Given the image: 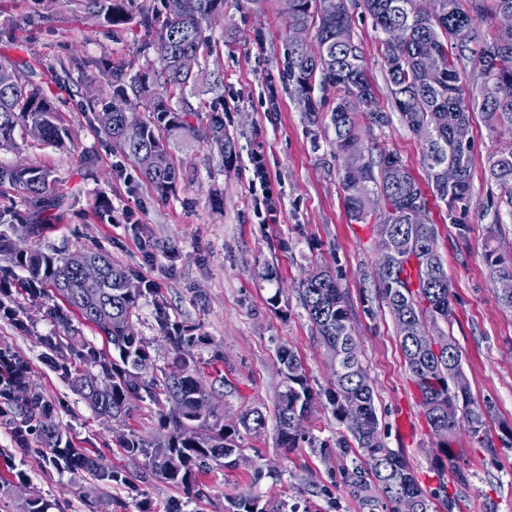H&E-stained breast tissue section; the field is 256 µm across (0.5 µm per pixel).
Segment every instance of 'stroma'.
<instances>
[{
    "label": "stroma",
    "mask_w": 512,
    "mask_h": 512,
    "mask_svg": "<svg viewBox=\"0 0 512 512\" xmlns=\"http://www.w3.org/2000/svg\"><path fill=\"white\" fill-rule=\"evenodd\" d=\"M354 37L366 53L369 75L389 124L364 134L368 146L397 152L419 182H426L422 144L399 120L390 97L378 35L362 0H348ZM126 23L111 26L84 10L79 0H0V55L19 62L61 107L73 142L70 150L16 136L0 149V163H29L50 170L67 198L40 218L38 232H17L19 241L42 249H103L113 263L151 284L133 318L150 342L157 367H169L173 351L157 325V304L170 324L190 330L189 350L212 405L231 421L258 408L268 424L261 436L241 434L239 442L261 466L227 470L211 466L194 489L157 477L143 458L118 446L120 435L137 433L158 442L167 403L136 402L131 416L112 422L96 416L75 394L65 368H80L46 357L42 340L76 330L84 343L102 349L98 330L71 316L55 314L57 294L23 299L26 326L0 316V349L22 356L38 392L52 409L73 447L101 453L117 481L56 468L44 458L38 437L17 447L10 425L0 417V512H22L35 493L50 512H225L229 497L250 491L281 499L299 512H364L345 478L347 459L336 446L345 427L320 400L310 417V439L288 451L276 436L277 395L282 389L277 352L292 349L315 389L326 388L329 358L298 297L305 273L329 267L353 301L359 348L374 389L380 432L388 448L401 453L434 503L445 495L461 499V512H512V310L499 306L497 284L484 263V248L512 259V216L485 175L488 155L512 143L492 130L480 104L481 77L471 51L458 64L466 100L471 102L474 143L472 201L462 217L469 226L459 237L443 204L430 202L428 219L438 229V251L448 273L455 319L447 331L462 352V367L479 404H490L495 452L479 448L466 432L452 439L455 460L437 452V437L426 421L419 394L404 362L393 318L378 291L376 224L349 221L343 204V162L328 142L313 144L296 97L283 84L287 32L281 0L256 11L250 0H224V16L210 29L217 50L207 69L224 70V124L239 143V157L224 165L205 144H172L175 163L186 168L165 198L157 196L139 171L112 151L93 113L84 111L87 93L112 99L114 76L130 77L155 59L153 35L144 16H161L163 0H129ZM93 59L97 65L79 70ZM261 156L280 200V220L260 223L249 193L253 158ZM276 281L263 279L265 269ZM279 305H272V296ZM256 465V466H257Z\"/></svg>",
    "instance_id": "stroma-1"
}]
</instances>
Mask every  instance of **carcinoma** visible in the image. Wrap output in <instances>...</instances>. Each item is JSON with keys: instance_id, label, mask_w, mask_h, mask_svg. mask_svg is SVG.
Wrapping results in <instances>:
<instances>
[{"instance_id": "carcinoma-1", "label": "carcinoma", "mask_w": 512, "mask_h": 512, "mask_svg": "<svg viewBox=\"0 0 512 512\" xmlns=\"http://www.w3.org/2000/svg\"><path fill=\"white\" fill-rule=\"evenodd\" d=\"M93 16L118 24L124 21L122 0H83ZM439 13L423 14L418 0H364L379 34V48L386 68L390 95L402 122L423 143V161L428 189L420 183L394 152L379 156L363 144V130L389 121L372 88L365 53L354 39L348 0H284L290 22L305 30L315 29L319 54L308 44L289 42L286 77L298 99L306 101L304 115L310 127L332 131L331 145L343 158L342 191L350 221L369 223L363 202L374 196L381 203L378 218L379 250L394 249L392 276L378 279L381 296L390 313L410 319L413 329L429 323L440 340L421 348L410 337L400 339V348L412 380L420 394L425 417L437 446L446 458L453 457L451 439L466 431L476 444L494 452L488 434L493 416L489 405H480L470 389L456 384L463 371L462 353L455 339L441 329L455 317L451 304L448 273L437 248L434 224L418 223V204L428 205V196L441 202L459 235L469 230L456 214L470 204L472 144L460 145L456 130L469 125V104L462 93L458 57L452 48L477 43L475 65L483 80L481 109L489 127L512 133V40L500 42L492 30L479 32V23L512 11V0H440ZM162 19L144 17L155 28L157 58L129 81L113 85L112 104L98 108L95 98L86 97L88 112H97L105 140L127 160L136 164L154 192L165 197L186 171L173 162L163 168L152 158L169 155L170 143L184 136L217 151L232 165L239 154L234 136L224 127V76L217 71L205 89L198 87L195 66L212 52L205 35L224 11V0H166ZM400 23L407 30L404 43L386 41L385 28ZM437 65L442 79L434 84L424 78L428 62ZM146 100L145 113L128 112L129 99ZM38 130L37 142L65 150L71 132L59 115L57 103L39 84L24 76L17 62L0 56V149L15 145V133ZM461 171L460 180L449 185L442 172L448 164ZM357 167L367 171L362 182L348 180ZM486 175L501 192V203L512 215V155L489 154ZM10 186L24 196L31 232L38 230V216L63 204L55 190L51 172L33 164L0 165V187ZM0 253L25 269L29 280L24 290L39 297L50 288L63 297L81 319L98 329L112 350L101 352L69 337L67 346L52 337L44 339L54 353L66 348L92 367H97L108 384L97 386V375L88 371L71 378L73 390L84 398L96 415L114 422L128 418L135 401L145 397L170 404L165 415L170 431L155 446L131 433L119 438V447L131 456L143 455L148 468L163 480L186 488L212 463L227 469L251 465L262 467L245 454L238 443L240 431L260 435L265 431V414L258 408L242 413L227 424L224 414L211 407L202 381L190 368L185 345L191 337L170 329L162 304H157L159 328L173 345L171 367L153 372L149 342L136 332L132 318L139 300L149 289L128 269L112 263L103 251L44 252L22 246L0 231ZM484 260L492 279L512 277V260L486 246ZM98 263L103 277L98 287L81 281V267ZM300 301L330 353V379L324 392L310 384L301 359L290 349L278 353L284 390L276 403V431L282 448H295L309 421L315 402L327 396L336 420L350 438H342L343 449L355 442L365 459L347 470L352 495L369 512L392 507V512L410 505L415 512H436L433 500L420 488L406 458L386 447L379 435V421L370 377L359 351L349 292L326 268H317L300 282ZM23 325L20 310L10 291L0 284V314ZM0 404L9 411L15 440L27 441L29 431L39 432L50 464L98 479L110 477L101 461L74 448L64 439L53 411L33 386L27 362L18 354L0 351ZM228 512H297L283 501H262L251 492L228 499Z\"/></svg>"}]
</instances>
